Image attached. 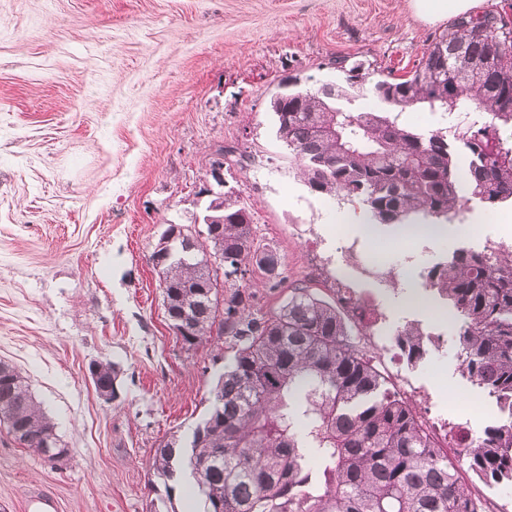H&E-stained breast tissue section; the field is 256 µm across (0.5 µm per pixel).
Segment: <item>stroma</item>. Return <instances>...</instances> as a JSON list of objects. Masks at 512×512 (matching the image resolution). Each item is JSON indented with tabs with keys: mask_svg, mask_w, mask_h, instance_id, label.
<instances>
[{
	"mask_svg": "<svg viewBox=\"0 0 512 512\" xmlns=\"http://www.w3.org/2000/svg\"><path fill=\"white\" fill-rule=\"evenodd\" d=\"M451 25L420 20L410 0H0V361L68 450L45 460L0 425V512H23L32 485L58 512H187L192 483L165 486L151 463L205 416L224 339L188 348L169 331L149 261L161 233L204 208L217 148L246 149L252 165H226L224 179L285 268L257 307L303 281L336 301L329 248L337 213L355 206L299 180L269 100L287 76L336 80L340 57L404 74ZM498 214L476 210L450 239L363 238L400 281L396 293L357 280L377 321L430 324L440 306L414 301L425 269L474 236H504ZM373 346L391 388L435 384L452 405L477 395L455 358L411 366ZM94 361L116 365V399L96 394Z\"/></svg>",
	"mask_w": 512,
	"mask_h": 512,
	"instance_id": "1",
	"label": "stroma"
}]
</instances>
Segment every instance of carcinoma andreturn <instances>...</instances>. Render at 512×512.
I'll return each instance as SVG.
<instances>
[{"label": "carcinoma", "mask_w": 512, "mask_h": 512, "mask_svg": "<svg viewBox=\"0 0 512 512\" xmlns=\"http://www.w3.org/2000/svg\"><path fill=\"white\" fill-rule=\"evenodd\" d=\"M512 3L459 18L401 77L336 61L341 79L314 89L288 78V98L270 99L278 140L310 190L357 201L377 227L451 224L476 207L512 202ZM384 105L365 111L357 102ZM469 114L466 131L423 129L397 109ZM156 274L164 305L194 322L193 345L225 338L232 356L210 390L189 453L171 439L152 462L163 481L184 467L204 512H479L457 461L440 455L414 408L388 387L375 353L356 339L336 305L297 283L272 312L256 309V281L274 289L284 261L257 243L252 214L224 192V223L207 236L178 232ZM224 258L209 265L211 253ZM425 283L441 300L463 377L497 408L463 457L487 486L512 485V258L458 247L432 264ZM420 323L393 332L399 356L423 362ZM93 385L116 391L115 365H90ZM0 424L49 461L55 429L20 371L0 361Z\"/></svg>", "instance_id": "cac0c4a2"}]
</instances>
